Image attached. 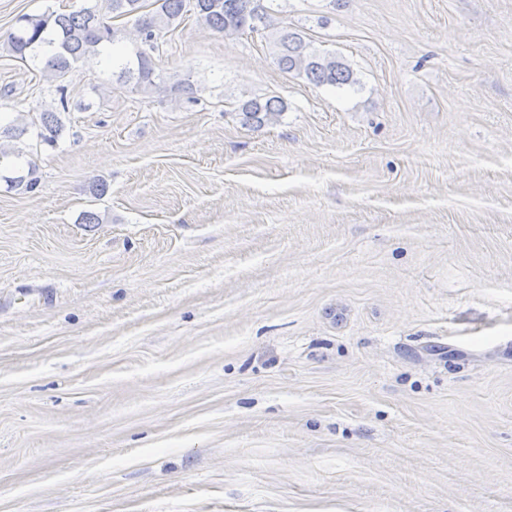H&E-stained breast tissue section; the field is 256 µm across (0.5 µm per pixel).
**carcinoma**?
Segmentation results:
<instances>
[{"label":"carcinoma","instance_id":"1","mask_svg":"<svg viewBox=\"0 0 512 512\" xmlns=\"http://www.w3.org/2000/svg\"><path fill=\"white\" fill-rule=\"evenodd\" d=\"M271 11L266 0H93V4L69 13L47 10L18 17L3 49L21 60L45 56L42 74L52 83L63 80L77 63L100 56L108 45L130 39V31L135 29L139 41L133 43L129 55L112 57V66L118 69V81L148 94L160 78L154 54L159 51L161 33L193 15L205 29L226 36L247 30L268 32L278 68L315 87L359 84L343 59L317 49L295 28L272 24ZM57 92L59 106L39 113L37 137L47 144L57 142L64 129L60 114L68 111L64 86H57ZM286 109L278 96L254 97L240 102L235 112L242 125L259 129ZM6 182L27 193L39 187L32 165L26 174L8 177Z\"/></svg>","mask_w":512,"mask_h":512}]
</instances>
